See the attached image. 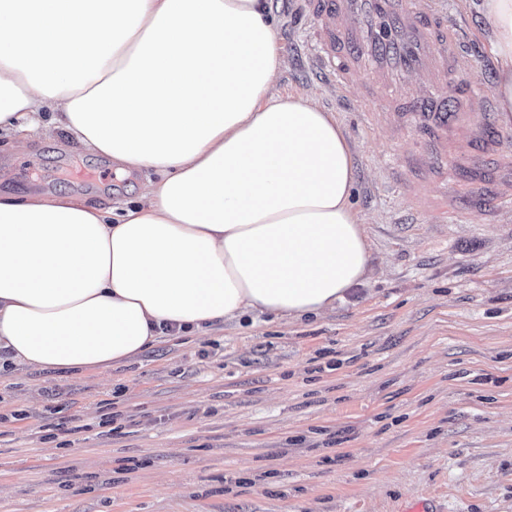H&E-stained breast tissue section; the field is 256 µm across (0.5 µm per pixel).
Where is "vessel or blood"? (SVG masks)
Returning a JSON list of instances; mask_svg holds the SVG:
<instances>
[{
	"label": "vessel or blood",
	"mask_w": 512,
	"mask_h": 512,
	"mask_svg": "<svg viewBox=\"0 0 512 512\" xmlns=\"http://www.w3.org/2000/svg\"><path fill=\"white\" fill-rule=\"evenodd\" d=\"M417 3L300 0V11L311 22V59L329 82L361 80V125L411 136L414 150L392 174L415 209L444 220L457 193L454 172L477 176L494 166L501 176H512V149L503 135L511 125L487 90L462 79L472 42L464 20L438 2L418 12ZM416 73L428 75L429 97H449L453 111L405 109L415 95L397 85Z\"/></svg>",
	"instance_id": "vessel-or-blood-1"
}]
</instances>
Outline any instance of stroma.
<instances>
[{
  "mask_svg": "<svg viewBox=\"0 0 512 512\" xmlns=\"http://www.w3.org/2000/svg\"><path fill=\"white\" fill-rule=\"evenodd\" d=\"M442 2L493 90L485 20ZM267 16L273 93L313 96L352 147L366 278L320 317L172 333L105 371L1 370L0 512H512V188L465 174L447 222L416 212L386 175L411 139L346 111L359 89L312 67L295 0ZM26 137L0 136L2 195L82 194L115 216L161 178L120 174L48 110Z\"/></svg>",
  "mask_w": 512,
  "mask_h": 512,
  "instance_id": "35a3bbf8",
  "label": "stroma"
}]
</instances>
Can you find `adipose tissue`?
I'll use <instances>...</instances> for the list:
<instances>
[{
  "mask_svg": "<svg viewBox=\"0 0 512 512\" xmlns=\"http://www.w3.org/2000/svg\"><path fill=\"white\" fill-rule=\"evenodd\" d=\"M512 113V0H480ZM284 65L265 0H0V132L52 108L120 171L162 172L117 222L0 197V361L81 373L163 328L335 309L370 262L351 146Z\"/></svg>",
  "mask_w": 512,
  "mask_h": 512,
  "instance_id": "ef3b65f1",
  "label": "adipose tissue"
}]
</instances>
